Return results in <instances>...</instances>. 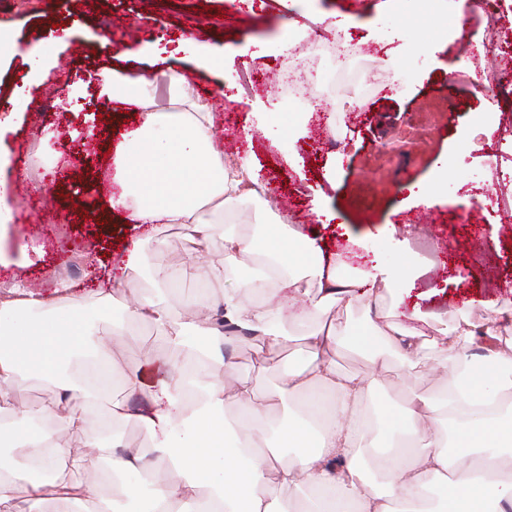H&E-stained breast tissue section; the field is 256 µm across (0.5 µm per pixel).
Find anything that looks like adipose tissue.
<instances>
[{"instance_id": "ef3b65f1", "label": "adipose tissue", "mask_w": 512, "mask_h": 512, "mask_svg": "<svg viewBox=\"0 0 512 512\" xmlns=\"http://www.w3.org/2000/svg\"><path fill=\"white\" fill-rule=\"evenodd\" d=\"M151 83L141 74L102 76L100 96L140 112L115 148L117 191L109 206L121 211L126 224H178L203 239L217 230L224 260L194 266L201 283L194 297L201 314L195 318L173 315L156 295L118 302L123 273L142 264L138 238L112 259L108 287L92 293L103 306L122 304L129 316L163 328L186 356L153 388L140 363H132L122 378L125 400L108 409V418L133 419L148 429L149 462L138 448L117 453L103 435L97 409L108 395V374L61 372L85 347L114 363L120 344L118 337L98 336L89 319L65 312L72 283L58 279L49 296L18 285L14 298L0 301V432L12 436L25 458L20 467L0 469V512H113L117 476L125 479L127 497L149 489V512H512V462L504 459L512 451V324L485 326V335L499 345L487 358L488 372L479 373L469 355L476 332L464 317H453L451 330L439 336L430 335L427 313L400 312L382 325L331 322L336 305L350 311L379 301L380 289L406 295L414 283L380 264L339 275L342 256L325 257L296 224L273 221L248 235L223 223L234 203L258 198V173L246 162L225 163L212 108L187 94L185 74L168 75L165 113L146 93ZM206 208L213 219H202ZM248 259L258 263L257 275L213 297L210 284L224 281ZM291 306L311 358L283 381L297 416L273 424L274 395L231 380L221 351L224 333L214 318L223 314L279 347L289 342L284 317ZM391 333L408 351H432L448 385L439 396H415L396 414H370L362 401L386 368L379 345ZM340 345L368 355L374 372L339 370L334 358ZM30 376L52 383L58 399L37 408L17 399ZM230 407L241 412L231 446L224 442ZM270 428L276 440L267 438ZM76 434L83 438L78 447L69 443ZM92 456L100 468L88 467ZM339 457L347 465L337 473L333 463ZM364 457L382 470L384 491L365 478L358 465ZM34 468L51 471L52 483L32 481ZM439 490L448 493L441 507L432 497Z\"/></svg>"}]
</instances>
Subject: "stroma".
<instances>
[{
  "label": "stroma",
  "mask_w": 512,
  "mask_h": 512,
  "mask_svg": "<svg viewBox=\"0 0 512 512\" xmlns=\"http://www.w3.org/2000/svg\"><path fill=\"white\" fill-rule=\"evenodd\" d=\"M458 3L440 0L428 10L423 0H94L86 10L79 0H0V36L10 44L0 52V146L8 152L0 198L15 211L0 232V281L47 285L51 269L85 252L67 308L93 319L99 336L125 333L127 358L148 341L170 352L162 328L122 307L93 305L86 293L101 285L93 271H106L132 237L141 238L145 262L128 272L118 295L151 292L156 263L187 268L192 252L182 233L171 225L152 232L116 224L105 250L90 252L102 228L88 222L85 208L101 199L82 188L112 178L106 152L113 107L99 104L95 75L176 70L188 77L192 96L229 88L230 99L215 112L225 162L250 158L274 211L341 253L345 274L369 268L376 255L398 267L409 261L421 277L402 312L461 311L480 326L494 309L512 311V210L503 205L512 189V0H502L490 28L478 6L458 16ZM316 14L341 21L339 33L308 25ZM339 36L355 53L334 84L293 87L297 98L330 108L335 125L314 121L307 133L289 137L296 115L279 93L282 73L315 47L319 69L329 70L324 47ZM175 37L190 46L174 52ZM488 42L498 53L493 88L476 90L469 78L485 68L481 46ZM215 48L224 52L223 71L199 68ZM454 70L460 77L452 84ZM245 71L254 77L247 90L239 84ZM439 180L440 203L409 199L411 185ZM316 192L335 221L322 223L313 212ZM45 211L49 224L31 231ZM408 237L431 242L433 263L395 246ZM384 350L388 369L365 399L369 411L444 385L442 377L423 375L409 387L396 385L405 355L394 341ZM224 354L263 394L308 357L299 341L270 348L262 361L245 338L226 341Z\"/></svg>",
  "instance_id": "1"
}]
</instances>
